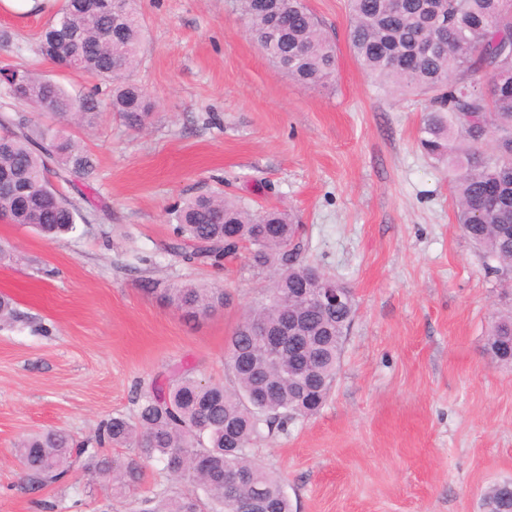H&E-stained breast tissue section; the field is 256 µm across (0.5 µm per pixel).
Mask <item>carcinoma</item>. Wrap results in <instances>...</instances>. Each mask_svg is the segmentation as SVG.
I'll return each instance as SVG.
<instances>
[{
	"mask_svg": "<svg viewBox=\"0 0 512 512\" xmlns=\"http://www.w3.org/2000/svg\"><path fill=\"white\" fill-rule=\"evenodd\" d=\"M249 36L283 73L303 86L325 85L336 70L335 44L306 0H237ZM135 0H107L90 13L77 0H63L40 35L42 56L55 64L77 59L75 70L112 84L108 98L98 91L74 96L34 69L0 70V95L16 107L43 115L32 120L0 112V180L23 185L20 195L0 190V220L27 225L57 238L76 229L74 202L58 193L49 175L70 182L88 179L93 156L57 129L69 117L92 127L102 110L129 129L150 119L152 103L128 79L139 65L145 27ZM352 51L368 76L386 88L427 95L419 143L431 157L448 161L456 220L479 249L487 269L512 273V0H349ZM284 13V29L273 34L271 13ZM176 224L167 251L187 263L221 265L238 247L224 238L238 234L255 267L288 265L266 288L263 300L244 320L275 327L296 313L304 319L296 339L309 362L296 365L290 352L269 360L240 323L228 349L234 353L232 388L177 371L153 384L136 401L135 421L105 420L98 448H75L59 430H42L15 448L32 489L62 481L73 455H85V470L111 484L124 498L137 487L147 464H162L165 476L184 479L203 492L146 499L141 512H291L280 477L255 464L252 443L264 432L288 431L314 415L336 380L343 345L356 304L337 310L311 304L307 263L291 261L285 243L299 225L278 211L250 212L221 195H197L173 209ZM169 300L188 316L227 304L220 288L186 285L168 289ZM486 350L512 362V313L493 317ZM134 445L132 456L109 455L106 446ZM483 512H512V480L491 485Z\"/></svg>",
	"mask_w": 512,
	"mask_h": 512,
	"instance_id": "obj_1",
	"label": "carcinoma"
}]
</instances>
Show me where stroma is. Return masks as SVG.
<instances>
[{"label": "stroma", "mask_w": 512, "mask_h": 512, "mask_svg": "<svg viewBox=\"0 0 512 512\" xmlns=\"http://www.w3.org/2000/svg\"><path fill=\"white\" fill-rule=\"evenodd\" d=\"M336 45L335 79L305 87L275 69L235 0H139L146 26L132 74L153 104L132 131L103 112L65 131L96 159L93 177L54 186L78 206L75 232L46 239L0 221V512H135L160 488L157 464L110 503L74 460L60 483L26 488L15 446L57 428L94 443L103 420L134 417L136 396L176 367L232 385L227 339L262 300L275 267L246 254L215 269L171 255L170 209L207 193L298 224L300 256L351 288L357 305L320 411L257 439L252 459L279 473L293 512H480L512 478V366L484 346L512 294L462 234L448 165L418 144L424 96L376 87L348 40L347 0H307ZM51 9L0 10V68H32L73 94L109 85L37 52ZM224 289L195 320L163 296Z\"/></svg>", "instance_id": "obj_1"}]
</instances>
